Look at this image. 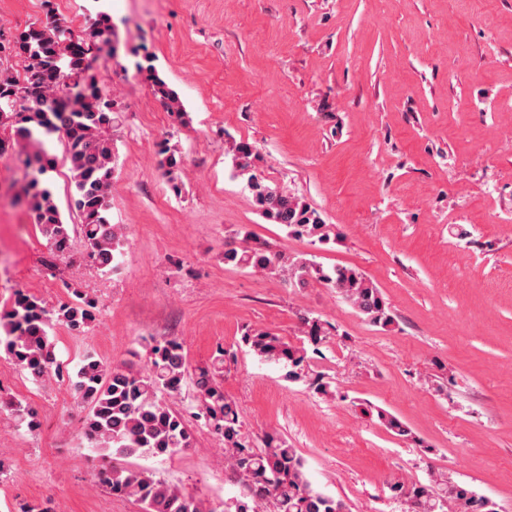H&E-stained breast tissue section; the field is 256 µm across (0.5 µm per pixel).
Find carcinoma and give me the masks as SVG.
Here are the masks:
<instances>
[{"label": "carcinoma", "instance_id": "cac0c4a2", "mask_svg": "<svg viewBox=\"0 0 512 512\" xmlns=\"http://www.w3.org/2000/svg\"><path fill=\"white\" fill-rule=\"evenodd\" d=\"M109 29L77 38L61 25L35 31L29 29L12 38L0 37V59L21 60L24 79L14 76L0 79V123L12 121L15 135L28 138L33 129L57 132L64 136L75 194L73 202L81 217L75 230L62 221L49 187L40 176L52 165L51 159L25 157L26 169L35 174L22 186L21 198L35 216L42 235L55 252L63 254L78 231L90 247V258L101 269L116 267L118 227L109 223L108 191L112 180V126L117 120L110 97L96 84L89 59L100 44L109 42ZM148 65L138 66L152 73L157 93L169 102V111L177 121L184 119L181 106L173 105L176 94L156 74L152 57L144 56ZM63 75L74 85H81L85 95L77 96V108H69L51 99L52 80ZM230 152L237 176L245 181L252 201L268 221L283 226L287 234L328 243L336 237L333 226L308 202L290 196L267 184L257 173L252 159L253 147L236 142ZM161 167L171 189L179 193L174 176L179 161L168 145L161 147ZM224 263L251 268L259 272L288 277V282L304 288L316 281L336 289L343 298L372 325L388 328L394 323L389 303L379 288L363 273L347 267L326 270L312 259H290L256 242L248 232L241 244L228 242ZM98 303L76 294V299L60 303L53 309L28 294L17 295L11 309L0 314L5 336L0 345L17 365L26 369L36 382L60 373L53 344L49 340L52 322L81 332L97 319ZM307 345L295 346L270 331L255 329L241 336L242 345L259 359L287 370L293 381L309 379L318 394H332L329 383L316 376L308 378L305 363L308 353H318V345L328 335V328L317 317H300ZM229 351L221 349L213 359L189 372L183 347L175 339L158 342L150 348L147 373L125 366H108L92 355L85 357L76 373L74 390L87 403L89 414L83 435L91 447L103 456L128 458L136 455L155 457L172 455L190 448L194 433L184 416L169 406L163 395L175 396L190 375H195L199 404L195 417L204 420L224 438L235 478L246 495L224 502V512H260L270 504L274 512H349L341 499L315 489L305 465L288 441L271 436L263 448H250L241 441L242 421L236 403L224 395L222 377ZM363 413L376 416L394 436L414 439L411 428L398 418L371 406ZM98 482L114 492L137 501L143 512H216L192 495H187L146 470L126 467L102 470ZM391 497L413 502L412 512H498L490 498L448 480L447 474L432 471L425 482L391 481Z\"/></svg>", "mask_w": 512, "mask_h": 512}]
</instances>
